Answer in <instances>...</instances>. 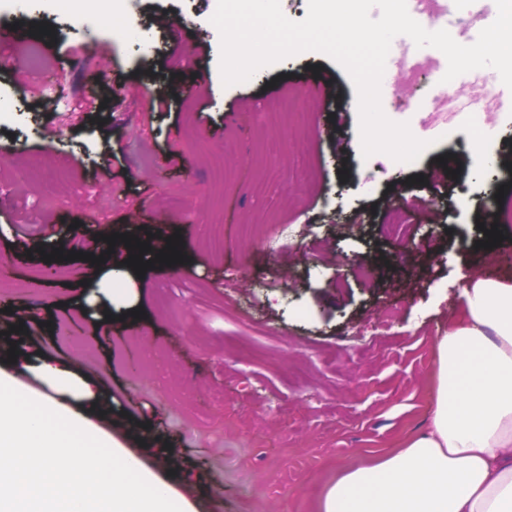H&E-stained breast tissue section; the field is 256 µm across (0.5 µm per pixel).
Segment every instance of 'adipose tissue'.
Masks as SVG:
<instances>
[{"mask_svg":"<svg viewBox=\"0 0 512 512\" xmlns=\"http://www.w3.org/2000/svg\"><path fill=\"white\" fill-rule=\"evenodd\" d=\"M462 315L436 340L430 429L337 476L321 512H512V283L463 273ZM0 373V512H195L78 410L99 390L64 365Z\"/></svg>","mask_w":512,"mask_h":512,"instance_id":"ef3b65f1","label":"adipose tissue"}]
</instances>
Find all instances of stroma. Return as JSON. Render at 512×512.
<instances>
[{
	"label": "stroma",
	"instance_id": "35a3bbf8",
	"mask_svg": "<svg viewBox=\"0 0 512 512\" xmlns=\"http://www.w3.org/2000/svg\"><path fill=\"white\" fill-rule=\"evenodd\" d=\"M216 0H134L146 55L110 29L74 27L59 0L27 19L45 35L0 66V332L29 324L31 364L68 365L103 395L101 428L146 456L197 512H318L337 470L402 448L430 423L436 339L460 313L466 267L512 279V104L495 114L484 171L458 122L412 166L360 155L347 72L317 52L260 69L208 95L219 79ZM66 97L42 106L47 84ZM304 95L295 132L266 102ZM169 111H159L160 96ZM305 139L310 150L297 155ZM316 172L301 184V164ZM431 171L433 181L422 178ZM500 206H493V197ZM418 205L404 236L382 230L389 206ZM304 238L266 249L277 225ZM500 246L484 249L483 226ZM132 234L159 249L179 235L181 263H152L132 309L103 318L102 270L77 260L80 239ZM63 250L60 262L45 254ZM96 297L86 315L72 305Z\"/></svg>",
	"mask_w": 512,
	"mask_h": 512
}]
</instances>
